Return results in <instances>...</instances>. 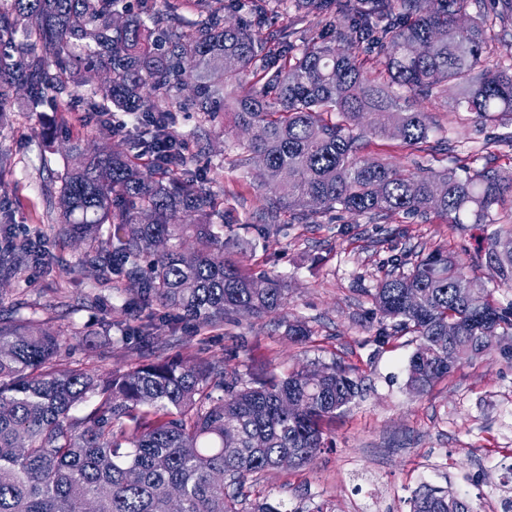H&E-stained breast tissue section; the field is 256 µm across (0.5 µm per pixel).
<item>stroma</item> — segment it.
<instances>
[{"label":"stroma","mask_w":512,"mask_h":512,"mask_svg":"<svg viewBox=\"0 0 512 512\" xmlns=\"http://www.w3.org/2000/svg\"><path fill=\"white\" fill-rule=\"evenodd\" d=\"M253 4L225 0L224 16L251 25L262 37L287 30L309 40L324 36L327 24L347 22L342 15L321 22L299 10L295 0H265L260 17ZM498 9L497 0H464L460 19L493 16L489 58L512 66V14L497 18ZM83 94L77 83L64 100L70 108L67 127L55 126L54 106L31 113L20 99L0 124V150L11 158L0 170V251L14 237L32 238L41 250L40 259L18 274L0 271L6 305L24 316L49 319L67 334L93 332L105 314L122 322L110 338H96L94 347L75 345L66 366L106 372L134 368L142 350L122 332L150 319L161 356L220 359L246 381L333 363L354 368L364 378L363 391L331 422L328 447L310 465L268 471L250 487L251 500L283 504L286 512H411L415 492L426 485L457 492L474 512H496L512 477V357H476L428 393H410L407 364L415 338L405 334L376 342L379 318L366 295L390 272V259L410 262L437 247L479 274L490 227L400 213L332 211L305 224L285 212L271 218L264 191L236 161V144L247 140V133L226 136L223 120L206 122L201 113L177 111L173 131L194 155L201 181L224 198V235L240 242L234 258L254 272L281 276L287 290L282 314L261 319L240 314L213 329L178 322L162 308L149 315L132 304L127 281L102 275L88 243L59 240L54 217L46 212V191L59 186L71 162V144L95 145L84 125ZM459 94L457 87L442 84L430 96L411 98L413 109L427 113L432 125L424 148H402L375 137L363 157L406 173L419 166L512 172V121L484 125L474 114L453 111ZM297 321L312 331L302 344L289 334Z\"/></svg>","instance_id":"stroma-1"}]
</instances>
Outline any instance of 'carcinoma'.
Returning <instances> with one entry per match:
<instances>
[{"mask_svg": "<svg viewBox=\"0 0 512 512\" xmlns=\"http://www.w3.org/2000/svg\"><path fill=\"white\" fill-rule=\"evenodd\" d=\"M312 15L333 10L348 25L301 46L264 40L226 23L220 8L176 25L146 19L127 0H6L0 5V121L14 99L31 110L70 95L76 62L83 81L98 70L112 82L84 99L97 117L89 134L108 130L112 107L143 118L124 152L71 147L76 163L47 193L58 214L57 236L96 245L104 271L137 288L138 305L177 310L209 327L243 310L277 313L282 281L248 274L224 256V208L198 180L172 131L180 94L208 120L223 112L250 128L239 145L252 180L275 209L305 221L326 210L379 215L435 214L448 224H495L486 238L487 280L512 289V222L494 207L512 197V174L420 169L404 174L369 162L353 133L396 137L417 148L431 132L428 115L406 98L428 96L440 83L461 89L455 110L486 123L512 118V67L488 60L487 17L459 24L454 0H300ZM377 50L378 75L362 55ZM196 246L184 251L185 236ZM36 254L28 239L12 242L14 269ZM478 289L484 310L464 304ZM385 344L415 335L407 385L427 393L478 352L492 356L512 330V300L491 297L484 280L447 251L417 258L368 290ZM458 325L448 335V321ZM78 334L61 335L34 317H0V512H281L252 504L250 478L295 466L325 448L323 422L352 402L360 379L336 363L315 383L304 370L243 381L219 361L173 362L155 355L127 370L64 369ZM291 396L295 409L282 400ZM413 512H472L453 493L424 488Z\"/></svg>", "mask_w": 512, "mask_h": 512, "instance_id": "cac0c4a2", "label": "carcinoma"}]
</instances>
